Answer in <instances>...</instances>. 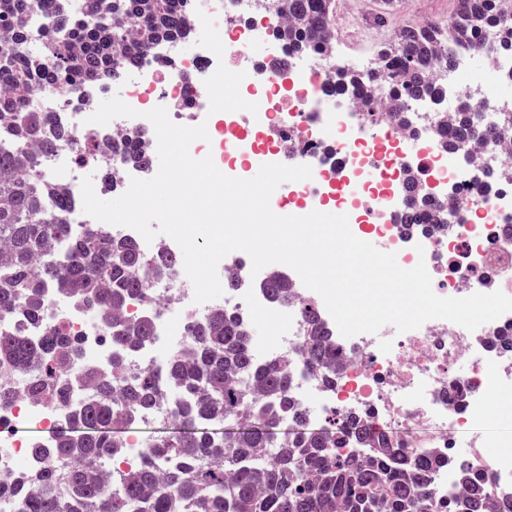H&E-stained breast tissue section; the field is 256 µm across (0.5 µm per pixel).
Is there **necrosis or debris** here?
Segmentation results:
<instances>
[{"instance_id":"1","label":"necrosis or debris","mask_w":512,"mask_h":512,"mask_svg":"<svg viewBox=\"0 0 512 512\" xmlns=\"http://www.w3.org/2000/svg\"><path fill=\"white\" fill-rule=\"evenodd\" d=\"M198 2L187 4V26L221 29L223 44L203 46L189 60H179L170 48L163 53L164 63L149 57L128 65L122 98L138 110V117L93 124L92 100L73 101L63 92L42 93L41 110L52 122L66 123L75 143L100 134L118 144L139 139L152 155L157 140L144 112L174 100H202L208 115L197 110L170 115L179 125L193 126L203 117L213 127L209 140L191 144L193 158L212 156L219 170L238 178L269 163L311 167V179L299 182L289 195L273 193L277 215L304 216L336 203L347 214L352 233L395 253L400 267L425 262L438 296L461 298L497 290L512 296V184L486 190L476 180L481 170L511 165L512 146L484 143L463 159L442 148L438 138L439 130L462 108L482 113L487 125L497 123L501 113L512 112V58L495 56L474 76L468 53L457 52L451 66L436 72L435 81L446 92L443 101L414 103L402 127L389 118L370 123L358 111L354 95L332 90L335 49L320 56H292L284 42L272 37V28L285 21L283 12L257 11L256 0H210L205 11ZM259 43L265 47L261 55L255 50ZM231 80L240 109L216 111ZM38 155L45 180L80 191L83 166L71 151ZM409 182L419 186L428 201L423 214L432 231L409 222L403 192ZM159 249L176 256L177 263L172 273L150 283L155 301L152 343L115 359L102 328L53 289L41 296L46 310L42 326L28 328V335L38 337L56 328L76 333L84 341L87 360L106 369L119 366L127 375L159 369V343L185 337L189 317L201 320L218 309L249 319L263 316L269 335L252 345L254 359L260 364L287 363L289 395L308 417L354 415L392 437L395 447L434 455L441 464L432 488L443 498L465 495L455 448L458 436L469 434L466 457L481 467L492 506L512 501V438L474 434L491 418L512 419V408L501 407L503 390L512 386V312L472 332L434 319L402 334L387 325L376 334L345 338L337 333L320 295L306 288L296 272H289L288 278L297 302L274 304L261 288L271 267L253 272L251 262L235 251L222 263L237 271L239 285L197 304L179 261L180 247L168 237L146 246L151 254ZM302 302L319 310L337 348L347 354L336 371L335 386H325L301 356L307 336L298 308ZM64 415L61 405L24 396L0 409L1 421L36 425L48 440Z\"/></svg>"}]
</instances>
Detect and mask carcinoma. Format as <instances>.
Listing matches in <instances>:
<instances>
[{
  "label": "carcinoma",
  "mask_w": 512,
  "mask_h": 512,
  "mask_svg": "<svg viewBox=\"0 0 512 512\" xmlns=\"http://www.w3.org/2000/svg\"><path fill=\"white\" fill-rule=\"evenodd\" d=\"M0 0V121L18 138L45 149L72 142L70 131H46L38 94L56 84L87 88L120 79L127 62L153 53L163 41L185 40L181 0ZM290 24L272 31L292 54L323 48L334 23V0H283ZM44 13L56 18L42 57L28 54L26 27ZM512 27V0H455L446 21H426L399 29L378 49V80L388 84L389 100L380 103L360 94L356 73L338 71L334 89L361 95L360 108L374 123L383 113L404 120L405 101L437 95L432 75L457 50L512 56V37L487 47L483 33ZM512 136V113L501 125L483 124L477 112H458L444 133L443 145L464 152L478 140ZM123 158L150 166L142 147L130 141ZM74 192L47 182L34 160L0 154V318L41 323V295L56 288L71 303L107 318L108 341L116 355L147 344L152 314L142 312L127 324L112 314L148 292L150 275L169 270L175 259L154 258L138 241L112 237L106 224L84 230L69 222ZM263 289L274 301H288V278L277 272ZM309 336L303 349L307 364L328 384L329 367L340 357L316 310L301 305ZM251 322L219 311L194 323L162 372L145 373L118 383L83 364L82 338L48 330L34 339L20 331L0 332V368L22 377L26 394L36 399L67 400L72 376L81 368L92 397L75 405L54 439L36 442L37 471L17 474L4 497L14 512H487L486 491L477 467L462 463L471 490L461 506L444 507L431 489L434 461L407 454L352 417L307 430V412L288 400V370L258 365L250 350ZM188 402L175 419L189 427L250 421L251 432L219 434L194 430L183 438L158 436L144 445L136 467L117 487L95 477L98 465L123 450L125 441L112 427L129 425L152 408L161 392ZM290 415L299 429L284 439L270 428ZM354 434L367 444L360 457L341 456L336 445Z\"/></svg>",
  "instance_id": "1"
}]
</instances>
